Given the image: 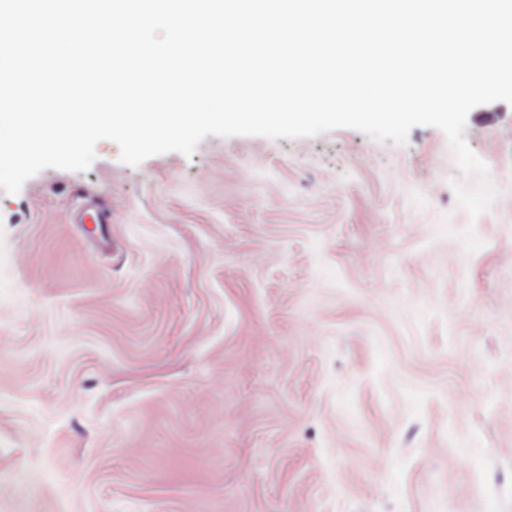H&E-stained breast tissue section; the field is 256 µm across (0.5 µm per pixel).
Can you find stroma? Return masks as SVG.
Instances as JSON below:
<instances>
[{
  "mask_svg": "<svg viewBox=\"0 0 512 512\" xmlns=\"http://www.w3.org/2000/svg\"><path fill=\"white\" fill-rule=\"evenodd\" d=\"M465 137L474 218L430 126L0 190V512H512V105Z\"/></svg>",
  "mask_w": 512,
  "mask_h": 512,
  "instance_id": "35a3bbf8",
  "label": "stroma"
}]
</instances>
